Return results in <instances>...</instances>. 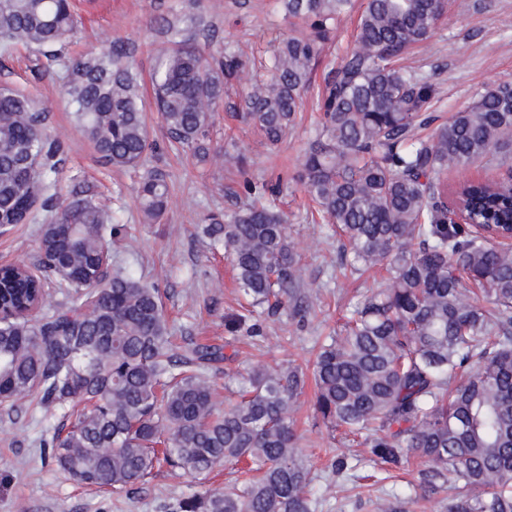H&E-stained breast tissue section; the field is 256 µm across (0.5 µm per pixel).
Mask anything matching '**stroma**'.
Wrapping results in <instances>:
<instances>
[{
    "mask_svg": "<svg viewBox=\"0 0 512 512\" xmlns=\"http://www.w3.org/2000/svg\"><path fill=\"white\" fill-rule=\"evenodd\" d=\"M72 4L78 29L67 46L68 56H81L112 41L127 49L147 95L152 92L149 81L161 39L156 18L202 16L210 29L197 35V46L208 53L233 47L244 62L234 92L213 116L211 132L218 152L242 154L245 162L238 167L220 160L197 164L189 154L170 146L157 114L149 111L145 117L155 150L134 169L106 164L72 126L64 96V64L45 65L37 52L18 46L0 54V87L21 88L51 104L48 129L67 135L69 144L57 181L59 198L69 199L73 191L87 188L111 204L116 222L125 226L123 236L109 243L111 259L130 266L145 284L159 289L176 346L186 350L205 342L223 345L226 362L208 372L220 397H230L256 365L273 367L291 361L312 371L319 346L364 295L382 285L384 273L373 269L359 275L342 268L341 242L331 237L328 224L312 221L306 213L307 193L297 174L319 118L312 101H304L300 123L273 150L257 131L233 116L235 104L252 82L255 63L277 38L302 33L304 25L286 16L281 0H72ZM357 19L354 12L344 16L322 45L314 83H322L353 49ZM405 63L433 78L438 93L430 110L444 118L486 87L512 81V0H451L434 33L409 50ZM157 167L165 171L171 192L163 218L151 224L143 217L137 189L141 176ZM247 179L281 183L273 202L288 218L304 281L301 293L312 307L302 322L286 312L275 317L254 314L260 327L255 334L229 331V320L241 312L233 271L223 248L211 247L197 234L208 213L245 204L240 190ZM37 254V225L0 227V265L30 264ZM313 399V386H306L295 418L299 447L311 467L308 491L316 512H379L383 505L397 512H447L449 483L437 480L435 490L426 494L415 489L417 460L382 463L366 441L348 442L327 427L316 416ZM60 421L54 410L0 405V512H173L178 500L193 493L189 478L166 470L127 493H101L77 485L44 461L38 448L39 439ZM340 459L347 463L341 471L335 468Z\"/></svg>",
    "mask_w": 512,
    "mask_h": 512,
    "instance_id": "35a3bbf8",
    "label": "stroma"
}]
</instances>
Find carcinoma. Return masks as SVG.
Instances as JSON below:
<instances>
[{
    "mask_svg": "<svg viewBox=\"0 0 512 512\" xmlns=\"http://www.w3.org/2000/svg\"><path fill=\"white\" fill-rule=\"evenodd\" d=\"M351 0H284L307 23L273 45L263 78L241 96L238 115L271 146L294 129L320 45ZM445 0H363L356 48L318 92L322 120L303 156L301 181L321 216L349 247L355 272L388 277L353 310L316 357L314 410L345 434H371L372 453L429 467L457 493L448 512H512V178L463 182L448 169L490 156L512 160V81L477 93L441 123L428 113L436 85L401 64L429 38ZM170 35L151 75L154 107L168 137L206 165L212 112L242 62L226 51L205 59L160 16ZM70 0H0V51L23 45L50 63L75 35ZM65 92L76 129L115 168L137 167L152 150L138 74L123 49L102 46L68 67ZM49 107L0 87V224H38L37 275L0 270V404L52 407L64 424L42 443L74 482L119 493L164 465L200 490L176 512H311L309 470L293 412L306 372L290 362L254 368L224 408L206 375L223 349L173 348L159 291L132 269L102 266L105 235H122L112 207L75 197L56 203L67 139L48 132ZM253 202L198 225L224 247L253 307L304 317L287 218L262 201L275 185L243 182ZM156 223L169 200L166 174L138 189ZM68 288L51 304L45 282ZM249 465L252 477L207 485L220 466Z\"/></svg>",
    "mask_w": 512,
    "mask_h": 512,
    "instance_id": "1",
    "label": "carcinoma"
}]
</instances>
